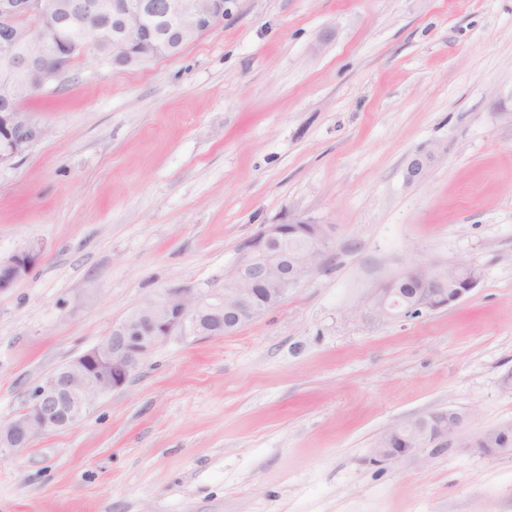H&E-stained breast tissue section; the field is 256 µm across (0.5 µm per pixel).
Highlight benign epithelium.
I'll use <instances>...</instances> for the list:
<instances>
[{"label": "benign epithelium", "mask_w": 512, "mask_h": 512, "mask_svg": "<svg viewBox=\"0 0 512 512\" xmlns=\"http://www.w3.org/2000/svg\"><path fill=\"white\" fill-rule=\"evenodd\" d=\"M227 0H0V166L24 155L45 130L33 122L21 104L25 92L55 89L71 65L89 54H100L92 38L65 40L68 30H93V23L112 13V65L124 61L143 65L157 54L146 46L148 23L169 18L181 42L204 34L224 22ZM284 224H267L260 241L272 250L263 262L244 254L229 275L232 288H172L145 299L133 312L112 325L100 343L48 375L25 407L0 421V458L28 447L41 435L71 428L100 397L121 388L137 365L172 336L217 337L232 334L276 307L313 270L328 245V227L320 225L301 252L277 247L286 236ZM41 247L27 242L6 258L0 257V292L13 288L29 274ZM481 279V272L459 264L452 276L426 269L405 272L373 294L371 312L378 318L398 311L395 288L414 299L423 312L455 304ZM464 422L448 412V424L423 426L407 441L389 429L387 444L373 448L374 464L397 460L420 448H444ZM512 450V426L501 427L479 440L478 451L501 455Z\"/></svg>", "instance_id": "1"}]
</instances>
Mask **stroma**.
<instances>
[{
  "label": "stroma",
  "mask_w": 512,
  "mask_h": 512,
  "mask_svg": "<svg viewBox=\"0 0 512 512\" xmlns=\"http://www.w3.org/2000/svg\"><path fill=\"white\" fill-rule=\"evenodd\" d=\"M24 108L0 166V420L146 298L222 287L267 224L330 246L236 333L170 340L73 428L0 458V512H512V0H227L178 56L89 55ZM433 159L407 179L421 154ZM466 263L477 287L375 318L374 289ZM452 408L453 444L371 464ZM41 253L38 243L27 242L6 258L0 257V292L13 288L29 274ZM493 429L487 430L483 432L481 435L487 434ZM479 436V438L481 437ZM478 438V440H479ZM477 440V442H478ZM475 443V447L477 445ZM479 448H476L480 453L486 455H501L508 451H511L512 448V426H505L498 428L493 431L489 437H483L479 440Z\"/></svg>",
  "instance_id": "35a3bbf8"
}]
</instances>
